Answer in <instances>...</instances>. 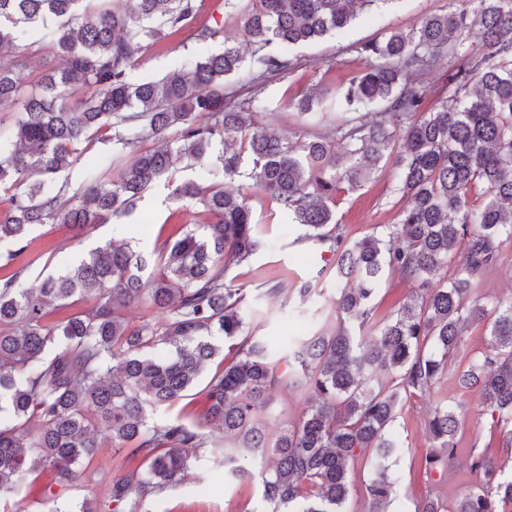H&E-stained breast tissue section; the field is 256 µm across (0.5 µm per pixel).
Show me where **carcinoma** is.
I'll return each mask as SVG.
<instances>
[{"instance_id": "1", "label": "carcinoma", "mask_w": 512, "mask_h": 512, "mask_svg": "<svg viewBox=\"0 0 512 512\" xmlns=\"http://www.w3.org/2000/svg\"><path fill=\"white\" fill-rule=\"evenodd\" d=\"M390 0H224L244 17L248 48L223 30L199 23L204 0H121L109 9L92 0H0V188L11 208L0 215V242L23 243L42 224L83 228L128 213L155 184H171L169 200L194 201L210 222L158 252L108 242L70 269L34 286L13 275L0 282V497L38 467L70 485L107 440L134 443L140 466L112 478V512H142L156 492L186 476L207 438L200 424L175 418L149 424L148 411L187 396L220 348L224 370L204 393L206 426L235 446L224 465L252 477L258 464L271 512H346L353 485L349 465L360 458L374 476L365 484L367 512H387L394 481L386 461L402 445L389 435L402 400L431 391L448 371L467 324H486L488 349L458 374L478 393L481 415L512 446V302L473 299L498 260V239L512 236V0H457L458 6L363 44L369 67L336 92L337 143L322 136L293 141L259 121L268 112L262 90L292 69L288 51L334 35L357 12ZM479 28L482 51L468 46ZM187 31L192 52L155 79L136 74L163 37ZM32 41L63 66L28 89ZM448 59V96L422 111L426 88L412 77ZM241 74L249 95L231 91ZM308 117L327 108L314 95L293 105ZM112 132L122 150L153 138L106 184L107 155L82 159L91 131ZM394 160L397 190L408 200L399 223L362 239L348 238L331 203L345 184L360 183ZM84 160L78 190L58 182ZM198 177L175 180L177 164ZM256 186L300 227V241L331 254L336 274V326L304 338L293 357L269 359L267 346L246 331L242 289L227 278L233 265L258 251L252 214L225 182ZM487 201L474 208L473 185ZM462 250L455 277L441 271ZM417 284L419 294L395 317L375 319V298L389 273ZM94 294L98 306L49 325L43 310L70 307ZM142 301L166 315L160 326L134 324L126 311ZM163 347L166 356L151 350ZM393 374L392 385L378 373ZM303 387L315 397L298 422L275 440L259 413L275 388ZM461 421L446 405L427 419L433 448L425 465L456 457ZM479 482L445 506L430 499L418 512H512V475L489 448L465 460Z\"/></svg>"}]
</instances>
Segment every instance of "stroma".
Returning <instances> with one entry per match:
<instances>
[{
	"label": "stroma",
	"mask_w": 512,
	"mask_h": 512,
	"mask_svg": "<svg viewBox=\"0 0 512 512\" xmlns=\"http://www.w3.org/2000/svg\"><path fill=\"white\" fill-rule=\"evenodd\" d=\"M448 2L391 0L390 4L364 10L341 34L298 46L292 53L289 73L264 91L268 107L264 122L268 129L304 138L332 136V119L318 125L305 121L294 110V102L310 92L334 96L352 76L368 67V58L359 52L362 44L382 38L391 28L410 30L423 18L446 12ZM192 48L187 33L171 34L152 48L137 74L142 78L162 75L176 57L188 54ZM394 171L393 165H385L359 187L337 194L334 210L348 238L359 239L372 234L378 226L397 223L406 201L393 191ZM232 188L251 209L261 247L249 262L232 266L228 275L244 292L242 310L250 332L264 338L274 357H284L289 340L320 327L332 313L336 295L333 262L313 242L299 240V228L290 224L278 204L251 180L237 179ZM167 193L164 185H157L138 202L130 216L105 224H91L81 230L68 224H45L29 235L25 246L0 243V280L18 272L26 283H34L56 270L57 256L75 262L109 240L150 252L205 222L200 206L181 208L180 204L166 202ZM306 281L315 285L317 293L304 305L297 290ZM511 293L512 237L502 239L499 259L484 274L475 295L487 300L504 299ZM486 347L483 327L465 329L451 359L450 375L444 376L430 394L407 400L392 422L391 433L404 443L403 452L388 463V473L395 482L394 512H414L429 497L454 500L476 482L475 475L459 464L441 474L427 470L425 455L431 441L426 419L436 404L448 405L463 419L457 436L461 451L489 447L496 454L505 455L503 437L491 429L488 419L480 416L477 396L455 384L452 377L453 371L467 369ZM310 404L306 391L273 390L263 411L269 432L278 433L297 422ZM221 437L220 431L209 432L210 445L199 450L187 477L147 500V512H270L260 479L225 478L223 457L211 446ZM134 465L130 448H115L107 442L72 485H58L50 470H40L26 475L5 506L10 512H76L86 499L103 504L109 498L113 477Z\"/></svg>",
	"instance_id": "stroma-1"
}]
</instances>
